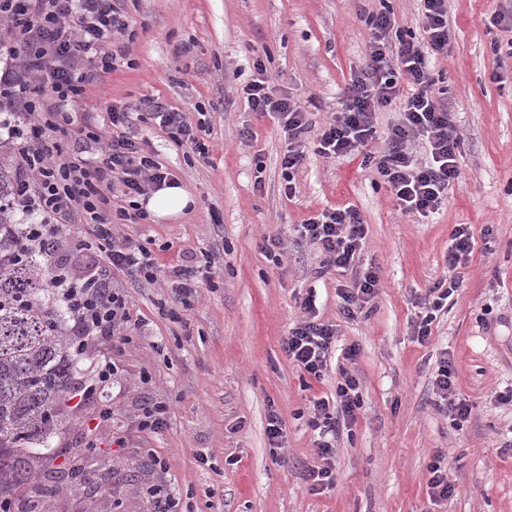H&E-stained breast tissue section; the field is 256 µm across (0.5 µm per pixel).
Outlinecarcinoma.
I'll use <instances>...</instances> for the list:
<instances>
[{
	"label": "carcinoma",
	"instance_id": "1",
	"mask_svg": "<svg viewBox=\"0 0 512 512\" xmlns=\"http://www.w3.org/2000/svg\"><path fill=\"white\" fill-rule=\"evenodd\" d=\"M23 190L0 159V503L47 512L31 484L57 458L52 438L69 417L78 370L69 314L44 301L53 272L38 251L22 248L16 202Z\"/></svg>",
	"mask_w": 512,
	"mask_h": 512
}]
</instances>
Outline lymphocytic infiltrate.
I'll list each match as a JSON object with an SVG mask.
<instances>
[{
	"mask_svg": "<svg viewBox=\"0 0 512 512\" xmlns=\"http://www.w3.org/2000/svg\"><path fill=\"white\" fill-rule=\"evenodd\" d=\"M424 17L421 39L393 38L395 20L390 12L370 14L366 23L371 37L369 64L356 71L345 89L340 110L327 118L317 138H310L309 112L287 92L279 90L264 62L254 64L255 74L241 93L251 111L277 118L287 141L281 167L286 183L307 152L324 158L362 155L373 164L396 198L402 214L428 216L438 210L448 188L459 176L456 157L461 135L452 110L434 94L432 67L447 56L451 42L447 0H419ZM0 20L5 21V42L17 49L13 61L0 71V85L12 88L4 126L18 159L17 166L35 184L19 208L36 215L29 225L28 245H44L41 257L55 265L58 241L65 222L78 218L91 228L89 239L72 246L70 263L84 275L64 282L52 293L70 314L71 328L82 340L104 338L112 343L130 341L132 301L125 289L114 286L113 274L158 282L159 266L141 242L116 239L114 225L148 220L140 197L168 181L147 140L129 132L133 117L128 108L113 107L110 125L100 128L87 96V87L118 65L113 51L116 36L131 35L123 8L116 0H0ZM397 106L398 118L384 146H368L376 136L377 112ZM149 118L169 140L188 145L201 159L209 148L201 133L180 112L153 104ZM93 142L95 152L86 157L69 154L71 145ZM423 145L424 155L414 152ZM127 198L115 206V195ZM302 239L317 245L326 265L353 268L367 236V227L353 207L326 209L299 229ZM474 249L468 225H456L448 243L450 276L429 289L422 300L424 315L415 326L418 342L429 341L432 323L462 286L455 271L465 265ZM212 278L210 266L187 257L173 272L167 286L173 299L188 303ZM380 268L376 264L338 285L337 295L345 318L362 315L376 294ZM315 290H308L300 307L303 317L289 328L282 349L301 376L322 379L336 347L335 325L316 318ZM439 411L462 425L471 414L469 404L457 398L454 370L441 356L433 379ZM361 407L359 379L340 368L333 399L312 400L307 424L315 432L313 465L305 470L311 490L322 492L336 485V438L350 428Z\"/></svg>",
	"mask_w": 512,
	"mask_h": 512,
	"instance_id": "f902f5d3",
	"label": "lymphocytic infiltrate"
}]
</instances>
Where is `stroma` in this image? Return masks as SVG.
<instances>
[{
	"label": "stroma",
	"mask_w": 512,
	"mask_h": 512,
	"mask_svg": "<svg viewBox=\"0 0 512 512\" xmlns=\"http://www.w3.org/2000/svg\"><path fill=\"white\" fill-rule=\"evenodd\" d=\"M136 31L129 62L88 93L100 122L112 105L143 112L158 101L202 122L208 160L169 141L154 123H136L174 180L194 195L179 219L118 224L162 267L181 250L213 259V285L189 308L169 292L125 276L133 340L113 349L119 380L83 400L53 443L77 457L100 404L112 421L99 439L80 492L61 489L52 512H149L142 486L163 483L181 512H512V77L500 78L495 47L512 29L492 26L512 0H448L452 42L433 70L443 103L462 135L459 178L437 212L401 215L375 166L361 156L308 154L284 192L282 129L251 111L240 91L262 61L277 85L300 100L314 127L340 107L354 71L370 56L363 17L393 12L405 34L422 33L418 0H125ZM355 207L368 234L362 264L381 268L367 317L344 318L336 293L350 272L322 265L297 227L326 208ZM470 225L474 250L457 273L454 303L438 313L428 342L413 324L420 298L447 274L450 235ZM282 247L273 263L265 247ZM318 292L319 320L336 325L338 350L322 380L303 384L281 341ZM358 345L353 365L362 407L351 434L336 441V485L314 494L304 480L315 434L304 414L311 398L333 397L343 348ZM448 353L457 394L472 412L462 427L434 404L432 381ZM170 406L168 424L138 426L142 403ZM285 425L284 448L271 455L269 410ZM454 486L447 504L428 493L434 456ZM207 464H200V457ZM166 461L159 469L153 458Z\"/></svg>",
	"instance_id": "stroma-1"
}]
</instances>
